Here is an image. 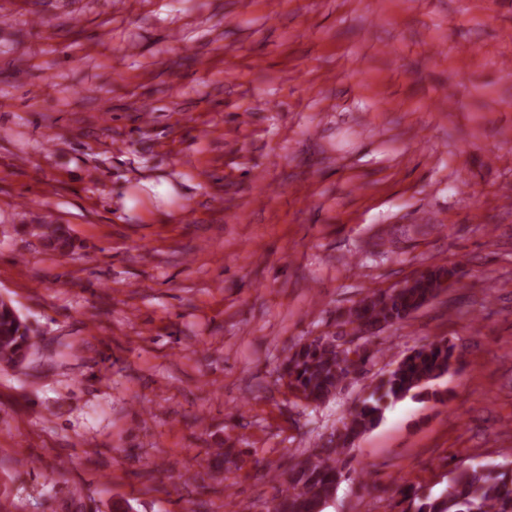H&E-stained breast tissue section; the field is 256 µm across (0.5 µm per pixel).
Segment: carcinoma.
Returning <instances> with one entry per match:
<instances>
[{"mask_svg":"<svg viewBox=\"0 0 512 512\" xmlns=\"http://www.w3.org/2000/svg\"><path fill=\"white\" fill-rule=\"evenodd\" d=\"M41 234L56 250L67 241L52 224L40 225ZM449 273L446 266L432 267L398 293L372 290L341 315L340 325L358 323L371 331L409 318L437 296V283ZM34 336L15 307L0 303V366L34 349ZM341 337L317 336L295 344L282 361L288 375L287 388L300 400L320 399L335 392L350 376L359 373L363 356L354 361L350 350L339 351ZM452 349L432 343L405 356L395 369L380 379L369 397L356 406L343 424L345 434L336 446L322 454H309L296 462L280 481L273 512H323L343 477V456L353 441L373 429L383 417L386 403L408 396L442 399L436 381L448 373ZM411 512H512V460L494 466L477 465L457 472L439 496L412 494Z\"/></svg>","mask_w":512,"mask_h":512,"instance_id":"carcinoma-1","label":"carcinoma"}]
</instances>
